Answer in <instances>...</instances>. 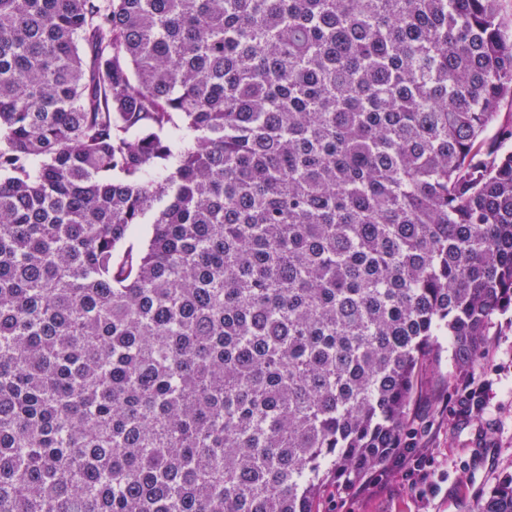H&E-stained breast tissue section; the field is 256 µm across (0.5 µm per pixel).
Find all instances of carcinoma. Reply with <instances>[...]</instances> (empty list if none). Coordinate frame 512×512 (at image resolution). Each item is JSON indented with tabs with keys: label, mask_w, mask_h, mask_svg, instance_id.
Here are the masks:
<instances>
[{
	"label": "carcinoma",
	"mask_w": 512,
	"mask_h": 512,
	"mask_svg": "<svg viewBox=\"0 0 512 512\" xmlns=\"http://www.w3.org/2000/svg\"><path fill=\"white\" fill-rule=\"evenodd\" d=\"M505 99L500 0H0V512H320L383 467L512 307Z\"/></svg>",
	"instance_id": "obj_1"
}]
</instances>
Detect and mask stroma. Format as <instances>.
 Wrapping results in <instances>:
<instances>
[{
  "instance_id": "obj_1",
  "label": "stroma",
  "mask_w": 512,
  "mask_h": 512,
  "mask_svg": "<svg viewBox=\"0 0 512 512\" xmlns=\"http://www.w3.org/2000/svg\"><path fill=\"white\" fill-rule=\"evenodd\" d=\"M485 359L479 418H452L449 356L428 360L408 406L411 448L343 495L335 512H475L481 496L512 475V312L498 318Z\"/></svg>"
}]
</instances>
